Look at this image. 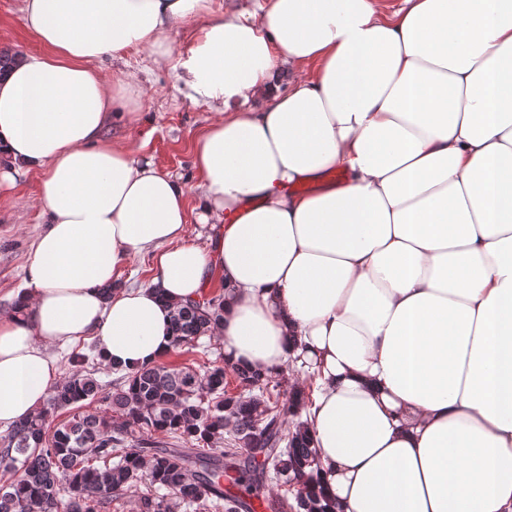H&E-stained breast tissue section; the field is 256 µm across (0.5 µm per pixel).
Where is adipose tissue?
Masks as SVG:
<instances>
[{"mask_svg": "<svg viewBox=\"0 0 512 512\" xmlns=\"http://www.w3.org/2000/svg\"><path fill=\"white\" fill-rule=\"evenodd\" d=\"M21 12L42 50L0 76V187L39 175L45 229L25 303L0 312V432L54 389L49 346L93 336L116 364L159 361L170 302L217 276L225 357L314 374V483L336 512H512V0ZM141 48L214 115L196 190L105 136L134 126L139 86L100 63ZM144 252L154 287H118Z\"/></svg>", "mask_w": 512, "mask_h": 512, "instance_id": "1", "label": "adipose tissue"}]
</instances>
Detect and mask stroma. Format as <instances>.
<instances>
[{
    "label": "stroma",
    "mask_w": 512,
    "mask_h": 512,
    "mask_svg": "<svg viewBox=\"0 0 512 512\" xmlns=\"http://www.w3.org/2000/svg\"><path fill=\"white\" fill-rule=\"evenodd\" d=\"M20 2L0 0V28L9 34L7 40H0V50L34 53L40 46L22 24ZM101 68L109 76L133 70L139 78V125L131 131L113 124L106 128V136L130 139L143 153L155 156L163 171L195 186L198 178L192 167L193 147L213 118L210 109L181 95L174 87L171 71L154 63L149 50H130L107 58ZM39 190L35 175L19 179L14 188L0 189V310L10 309L22 291L34 242L44 229ZM222 351L218 336H204L195 346L174 349L166 361L200 371Z\"/></svg>",
    "instance_id": "1"
}]
</instances>
